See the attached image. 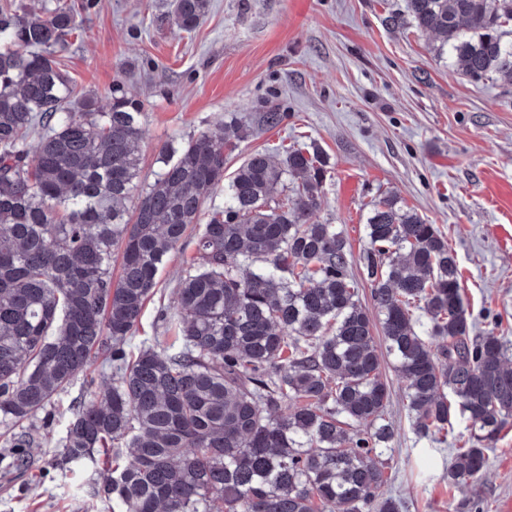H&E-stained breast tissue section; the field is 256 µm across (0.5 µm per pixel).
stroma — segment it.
<instances>
[{"instance_id":"1","label":"stroma","mask_w":512,"mask_h":512,"mask_svg":"<svg viewBox=\"0 0 512 512\" xmlns=\"http://www.w3.org/2000/svg\"><path fill=\"white\" fill-rule=\"evenodd\" d=\"M164 0H94L62 54L64 70L81 94L107 109L115 91L137 99L145 112L140 181L152 182L163 147L221 123L247 132L225 151L233 173L251 152L282 158L293 146L318 145L329 160L322 203L313 219L340 228L353 257L365 246V224L380 196H395L435 224L461 270L471 333L512 342V257L492 228L512 218L487 199L489 181L512 182V85L475 82L434 52L433 34L411 21L390 25L405 0H209L192 33L162 21ZM282 113L266 126L263 116ZM360 182L345 200L344 176ZM194 242L171 255L135 333L167 344L158 318L175 310L177 288ZM106 367L96 359L57 400L54 416L38 414L25 475L10 472L12 449L0 426V512H112L97 496L92 466L65 465L59 440L67 409L85 395L87 377ZM390 399L385 419L395 437L381 460L389 477L385 496L401 512H499L512 498V423L488 452L475 486L454 488L446 478L464 421L422 456L428 442L413 432L404 381L391 359L382 362Z\"/></svg>"}]
</instances>
